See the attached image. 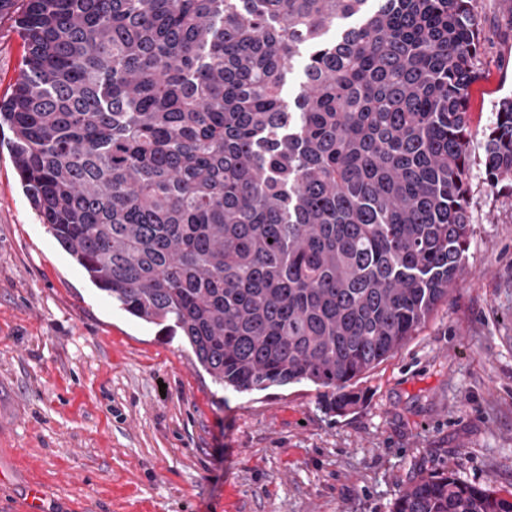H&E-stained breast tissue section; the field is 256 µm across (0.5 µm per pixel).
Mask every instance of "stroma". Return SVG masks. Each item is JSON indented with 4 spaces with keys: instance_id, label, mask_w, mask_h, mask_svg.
Segmentation results:
<instances>
[{
    "instance_id": "stroma-1",
    "label": "stroma",
    "mask_w": 512,
    "mask_h": 512,
    "mask_svg": "<svg viewBox=\"0 0 512 512\" xmlns=\"http://www.w3.org/2000/svg\"><path fill=\"white\" fill-rule=\"evenodd\" d=\"M470 128L512 95V0H478ZM24 54L0 21V97ZM0 128V503L28 480L81 512H392L442 473L512 500V192L470 169L464 271L426 324L335 416L310 383L222 390L181 337L132 320L40 224Z\"/></svg>"
}]
</instances>
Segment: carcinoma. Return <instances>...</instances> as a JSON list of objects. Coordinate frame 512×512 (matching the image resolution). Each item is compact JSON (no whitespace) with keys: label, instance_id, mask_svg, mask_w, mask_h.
Segmentation results:
<instances>
[{"label":"carcinoma","instance_id":"cac0c4a2","mask_svg":"<svg viewBox=\"0 0 512 512\" xmlns=\"http://www.w3.org/2000/svg\"><path fill=\"white\" fill-rule=\"evenodd\" d=\"M477 8L0 0L25 44L0 126L40 223L121 310L183 336L224 390L311 382L345 414L462 271ZM481 147L488 184L512 181V97ZM393 512L512 500L450 473Z\"/></svg>","mask_w":512,"mask_h":512}]
</instances>
